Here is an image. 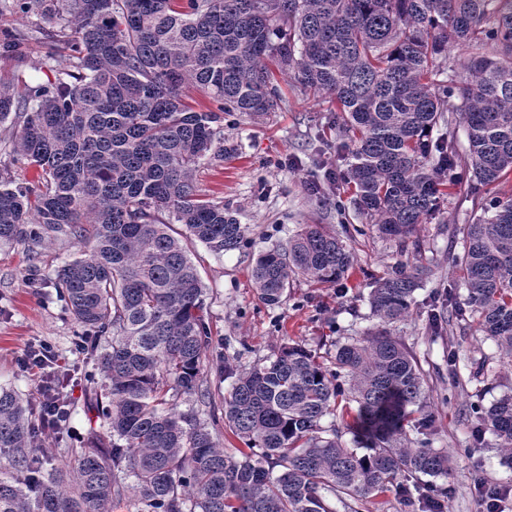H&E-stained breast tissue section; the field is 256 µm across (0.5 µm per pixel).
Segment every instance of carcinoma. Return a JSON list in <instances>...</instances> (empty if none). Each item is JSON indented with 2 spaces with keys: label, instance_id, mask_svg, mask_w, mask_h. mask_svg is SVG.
Wrapping results in <instances>:
<instances>
[{
  "label": "carcinoma",
  "instance_id": "carcinoma-1",
  "mask_svg": "<svg viewBox=\"0 0 512 512\" xmlns=\"http://www.w3.org/2000/svg\"><path fill=\"white\" fill-rule=\"evenodd\" d=\"M66 45L53 77L20 88L0 82L8 156L41 170L31 188L0 176V245L71 240L86 248L58 271L55 288L87 349L99 355L107 402L102 430L78 450L72 471L46 469L34 445L46 407L0 386V512H112L132 493L144 512H336L412 478L430 491L450 475L449 455L429 438L426 374L405 342L379 329L336 344L329 358L283 345L234 372L219 414L245 448L224 452L209 425L177 411L205 397L211 346L204 286L187 241L216 254L240 249L249 227L224 203L197 194L202 166L237 153L224 117L279 108L274 71L305 94L336 103L348 137L345 182L366 224L402 248L459 180L471 194L494 189L470 224H458L453 258L466 297L450 314L476 318L512 366V0H11ZM25 38L0 36L18 55ZM191 85L216 106L196 110ZM467 131L461 159L453 125ZM448 125V136L432 131ZM186 233L176 237L171 225ZM353 251L321 224H304L253 268L259 299L276 305L290 281L348 279ZM429 274L408 259L369 283L372 316L406 317ZM355 403L345 431L321 421ZM470 415L512 463V393ZM133 484H126L127 479Z\"/></svg>",
  "mask_w": 512,
  "mask_h": 512
}]
</instances>
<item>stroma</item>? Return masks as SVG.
Listing matches in <instances>:
<instances>
[{"instance_id":"35a3bbf8","label":"stroma","mask_w":512,"mask_h":512,"mask_svg":"<svg viewBox=\"0 0 512 512\" xmlns=\"http://www.w3.org/2000/svg\"><path fill=\"white\" fill-rule=\"evenodd\" d=\"M36 17L4 11L0 33L26 31L30 37L21 56L0 55V79L18 84L45 81L48 56L64 57L63 43L36 32ZM281 102L261 119L240 117L225 125L224 135L238 146L237 154L203 166L194 185L202 197L223 202L239 223L250 229V246L221 255L203 244L190 246V257L205 286V303L212 345L203 367L208 402L180 400L181 412H196L208 420L210 404H221L231 387L217 368L219 355L231 358L235 371L262 363L281 344L298 343L318 355L334 351L336 342L377 330L368 303V283L400 258L392 239L363 230L353 205L338 207L348 162L343 141L330 125L336 110L325 98L302 95L289 76L277 77ZM468 191L444 201L441 211L418 233L414 261L431 273L415 293L411 313L388 324L419 358L428 380L426 408L433 415L432 445L447 449L452 474L447 481V512H485L476 484L512 488V466L504 461L491 433L474 439L471 405L490 406L512 391V376L500 361L496 343L478 331L471 318L450 319L433 326L435 298L459 273L453 256L463 242L453 227L478 216ZM304 224H323L354 251L357 262L343 284L322 286L304 277L291 282L286 298L275 306L259 300L252 282L258 253L286 243ZM77 251L74 242L55 241L32 250L27 245L0 246V385L23 399L38 400L40 379L20 368L16 357L32 343L50 345L57 357L58 389L70 416L61 429L49 430L38 441L47 466L74 465L76 451L100 421L91 402L87 377L97 371L96 355L77 350L78 327L65 311L54 286L57 270ZM40 283L30 287L29 273ZM458 356L459 379H448V354Z\"/></svg>"}]
</instances>
